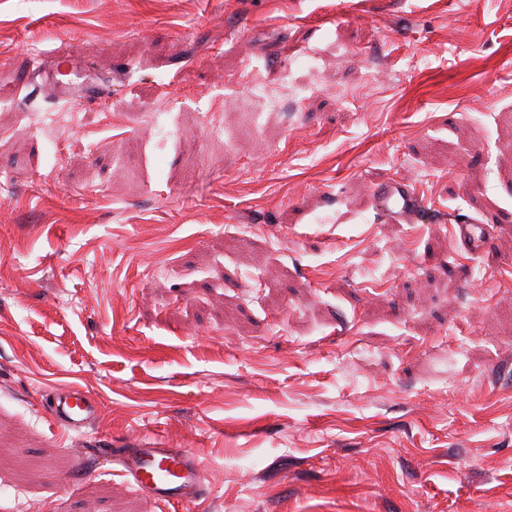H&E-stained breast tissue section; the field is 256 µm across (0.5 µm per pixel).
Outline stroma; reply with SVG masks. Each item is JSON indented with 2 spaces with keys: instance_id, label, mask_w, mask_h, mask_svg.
Returning <instances> with one entry per match:
<instances>
[{
  "instance_id": "35a3bbf8",
  "label": "stroma",
  "mask_w": 512,
  "mask_h": 512,
  "mask_svg": "<svg viewBox=\"0 0 512 512\" xmlns=\"http://www.w3.org/2000/svg\"><path fill=\"white\" fill-rule=\"evenodd\" d=\"M64 56L112 98L49 127ZM0 512H512V0H0ZM374 195L388 219L406 224L419 221V196L405 181H385L374 187ZM453 229L463 246L472 254L482 253L489 245L490 237L482 224L457 222ZM50 416L61 426L77 432L87 427L98 411V406L81 388H69L49 406ZM129 448L116 460L125 483L162 503H181L200 492L204 472L188 451L161 443Z\"/></svg>"
}]
</instances>
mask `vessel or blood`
Segmentation results:
<instances>
[{
  "instance_id": "1",
  "label": "vessel or blood",
  "mask_w": 512,
  "mask_h": 512,
  "mask_svg": "<svg viewBox=\"0 0 512 512\" xmlns=\"http://www.w3.org/2000/svg\"><path fill=\"white\" fill-rule=\"evenodd\" d=\"M374 195L388 219L406 224L418 221L422 207L409 183H379ZM454 231L471 253H482L489 245L490 237L482 225L463 221L455 224ZM97 411L95 402L80 388L63 390L48 407L50 416L73 432L87 427ZM118 464L131 489L158 502L180 503L195 498L203 486L204 472L190 452L158 442L128 449Z\"/></svg>"
}]
</instances>
